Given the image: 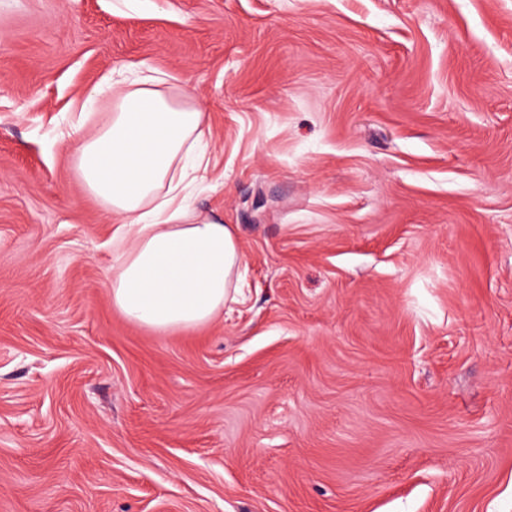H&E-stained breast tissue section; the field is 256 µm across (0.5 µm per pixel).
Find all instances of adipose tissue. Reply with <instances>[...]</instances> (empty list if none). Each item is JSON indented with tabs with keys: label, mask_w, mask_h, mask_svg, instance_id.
I'll return each instance as SVG.
<instances>
[{
	"label": "adipose tissue",
	"mask_w": 512,
	"mask_h": 512,
	"mask_svg": "<svg viewBox=\"0 0 512 512\" xmlns=\"http://www.w3.org/2000/svg\"><path fill=\"white\" fill-rule=\"evenodd\" d=\"M112 110L68 151L86 191L117 229L110 300L151 330L215 321L240 289L237 225L193 209L189 174L206 168V114L192 87L171 93L165 75L116 80Z\"/></svg>",
	"instance_id": "adipose-tissue-1"
}]
</instances>
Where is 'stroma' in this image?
Masks as SVG:
<instances>
[{
  "mask_svg": "<svg viewBox=\"0 0 512 512\" xmlns=\"http://www.w3.org/2000/svg\"><path fill=\"white\" fill-rule=\"evenodd\" d=\"M128 70L240 228L190 331L62 143ZM0 512H512V0H0Z\"/></svg>",
  "mask_w": 512,
  "mask_h": 512,
  "instance_id": "1",
  "label": "stroma"
}]
</instances>
